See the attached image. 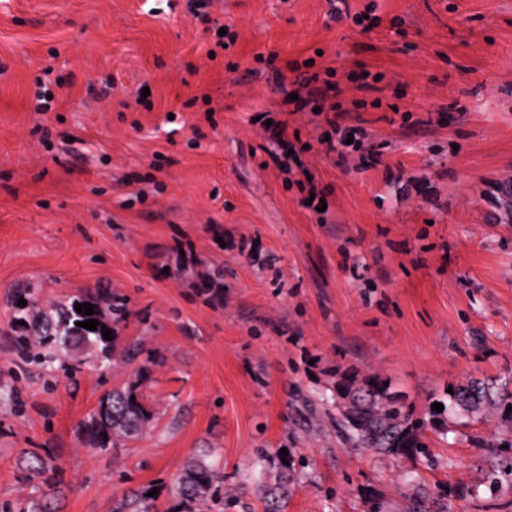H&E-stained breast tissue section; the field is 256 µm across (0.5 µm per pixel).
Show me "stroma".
I'll return each mask as SVG.
<instances>
[{
	"label": "stroma",
	"instance_id": "stroma-1",
	"mask_svg": "<svg viewBox=\"0 0 512 512\" xmlns=\"http://www.w3.org/2000/svg\"><path fill=\"white\" fill-rule=\"evenodd\" d=\"M346 4L212 0L221 48L194 0H0V507L42 495L22 467L36 452L58 466V512L136 496L178 512L181 467L206 453L233 512H265L285 469L286 512H402L412 475L450 512H512L506 408L429 432L430 464L336 428L347 374L419 412L467 377L512 378V0ZM370 6L366 30L351 16ZM310 57L376 163L326 153L324 117L290 112L297 75L274 69ZM362 67L379 79L359 91ZM270 121L301 167L273 164ZM308 175L325 211L302 203ZM28 289L44 309L121 299L115 347L138 356L106 374L84 344L50 375L23 360L10 319ZM129 384L150 426L94 448L84 421Z\"/></svg>",
	"mask_w": 512,
	"mask_h": 512
}]
</instances>
